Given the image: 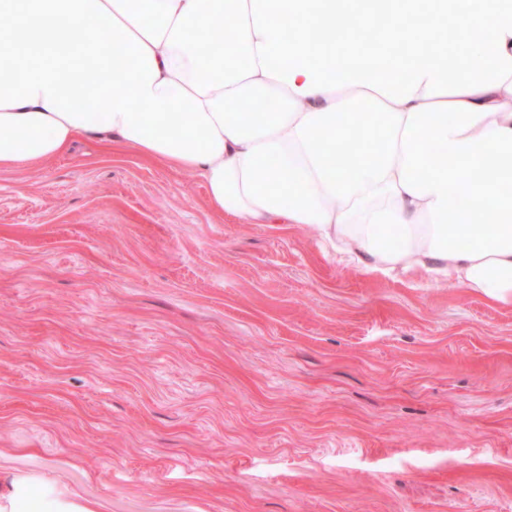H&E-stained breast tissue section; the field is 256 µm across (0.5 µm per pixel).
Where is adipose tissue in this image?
<instances>
[{"label": "adipose tissue", "mask_w": 512, "mask_h": 512, "mask_svg": "<svg viewBox=\"0 0 512 512\" xmlns=\"http://www.w3.org/2000/svg\"><path fill=\"white\" fill-rule=\"evenodd\" d=\"M363 2L0 0V168L106 134L217 215L512 306V0H374L382 66L352 43ZM10 512L91 510L19 481Z\"/></svg>", "instance_id": "obj_1"}]
</instances>
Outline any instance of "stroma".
Wrapping results in <instances>:
<instances>
[{"instance_id": "obj_1", "label": "stroma", "mask_w": 512, "mask_h": 512, "mask_svg": "<svg viewBox=\"0 0 512 512\" xmlns=\"http://www.w3.org/2000/svg\"><path fill=\"white\" fill-rule=\"evenodd\" d=\"M92 512H512V307L77 139L0 169V491Z\"/></svg>"}]
</instances>
